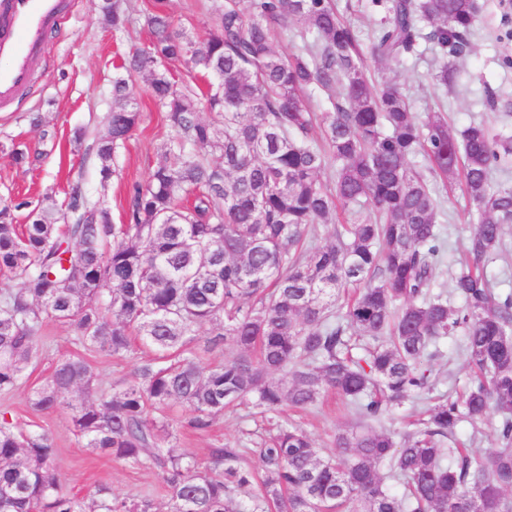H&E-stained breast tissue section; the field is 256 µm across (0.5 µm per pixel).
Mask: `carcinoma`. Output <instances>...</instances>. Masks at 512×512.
<instances>
[{
    "instance_id": "cac0c4a2",
    "label": "carcinoma",
    "mask_w": 512,
    "mask_h": 512,
    "mask_svg": "<svg viewBox=\"0 0 512 512\" xmlns=\"http://www.w3.org/2000/svg\"><path fill=\"white\" fill-rule=\"evenodd\" d=\"M379 16L367 42L332 0H224L207 37L177 31L167 0L146 18L154 39L129 54L112 80L106 132L80 129L74 142L101 164L102 178L140 120L135 77L148 79L171 136L137 185L125 220L80 183L64 207L0 205V272L22 286L0 288V393L19 389L51 322L75 341L124 356L133 340L156 355L111 391L81 357L59 360L29 403L49 412L80 387L96 399L70 403L76 436L113 459L154 472L169 512H512V291L495 294L488 264L512 224V135L484 121L460 136L440 112L415 118L400 85L376 88L366 56L397 66L419 40L439 58L472 52L478 0H366ZM112 29L130 22L124 0H102ZM430 25L422 32V23ZM279 30L301 38L288 58ZM183 60L210 78L206 107L167 75ZM330 109L311 110V91ZM422 152L433 173L460 180L474 224L452 294L434 291L446 242L428 177L410 166ZM29 209L27 223L15 212ZM348 215L336 241L313 245L319 226ZM359 292L341 298L347 285ZM208 337H199L204 325ZM460 336L473 376L440 396L401 437L376 426L393 408L434 389L430 362ZM229 351L223 363L201 354ZM332 392L357 420L325 456L295 424H281L257 449L211 450V466L178 454L179 430L203 432L245 400L266 413L315 407ZM179 404V422L166 409ZM468 421L492 427L501 446L482 457L445 447ZM54 437L23 433L0 414V512H156L98 484L62 492ZM404 486L399 494L381 472Z\"/></svg>"
}]
</instances>
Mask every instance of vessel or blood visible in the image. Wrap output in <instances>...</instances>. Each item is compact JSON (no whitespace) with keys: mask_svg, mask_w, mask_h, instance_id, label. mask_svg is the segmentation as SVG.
<instances>
[{"mask_svg":"<svg viewBox=\"0 0 512 512\" xmlns=\"http://www.w3.org/2000/svg\"><path fill=\"white\" fill-rule=\"evenodd\" d=\"M66 8L65 0H0V111L33 87Z\"/></svg>","mask_w":512,"mask_h":512,"instance_id":"b4317fda","label":"vessel or blood"}]
</instances>
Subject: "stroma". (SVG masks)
<instances>
[{"label": "stroma", "mask_w": 512, "mask_h": 512, "mask_svg": "<svg viewBox=\"0 0 512 512\" xmlns=\"http://www.w3.org/2000/svg\"><path fill=\"white\" fill-rule=\"evenodd\" d=\"M129 2L134 8L132 22L126 31L116 33L102 22L100 0H73L72 14L56 33L36 84L16 109L0 112V144H15L31 155L29 165L19 167L0 152V202L29 201L36 205L50 200L58 205L69 186L78 182L91 197L105 201L114 223L123 222L133 186L146 183L157 148L170 134L146 81H138L136 86L140 123L115 158L114 173L109 179L101 178L97 164L83 161L72 138L77 129L98 126L111 112L114 73L131 50L146 46L151 39L144 15L153 0ZM223 4L224 0H168V11L176 27L202 39L208 35ZM479 4L481 20L473 38V50L456 62L462 92H447L434 80V54L425 42L400 68L369 60L372 82H399L411 99L417 119H425L430 108L444 106L453 132H461L474 120L512 131V8L504 6L502 0H479ZM488 88L500 95V111L485 108L484 91ZM36 113L43 117L44 127L31 125L30 117ZM433 188L440 205L439 222L448 242V259L438 270L435 287L448 290L452 287L451 273L472 227L464 218L468 205L459 184L439 178L434 180ZM44 342L49 351L27 370L23 385L11 394L0 395V413L9 412L24 430L43 429L53 435L60 448L58 465L65 493L80 497L90 487L103 483L123 496L151 495L158 512H166L168 495L159 487L153 472L115 461L78 443L71 431L67 403L38 414L27 404L28 392L44 382L58 359L86 357L98 375L99 386L110 389L130 379L139 354L123 358L86 354L75 343L73 328L67 324H50ZM440 350L441 357L431 363L435 395L462 392L470 368L461 337L442 341ZM285 420L303 427L329 453L335 450L336 436L354 422L352 413L332 396L312 411L286 406L281 412L264 417L241 406L226 411L207 431L179 434L176 450L204 464L213 448L235 445L247 450L253 441Z\"/></svg>", "instance_id": "stroma-1"}]
</instances>
